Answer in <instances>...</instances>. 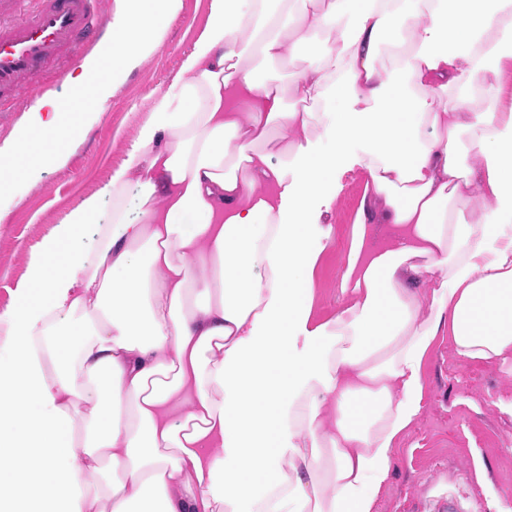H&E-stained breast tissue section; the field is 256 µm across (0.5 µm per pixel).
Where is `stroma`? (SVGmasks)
<instances>
[{
	"label": "stroma",
	"mask_w": 512,
	"mask_h": 512,
	"mask_svg": "<svg viewBox=\"0 0 512 512\" xmlns=\"http://www.w3.org/2000/svg\"><path fill=\"white\" fill-rule=\"evenodd\" d=\"M208 3L184 0L162 49L115 90L98 122L68 148L62 165L23 188L0 222V313L13 306L14 290L42 242L124 163L150 117L148 95L180 75L204 27ZM39 91L64 97L68 87L55 70H47L38 90H27L20 102L0 111V140ZM341 184L319 218L332 229L313 273V314L320 321L335 318L345 302L340 277L364 190L357 170ZM422 378L423 409L395 446L378 512H494L498 504L512 512V367L461 358L449 337L440 336L423 362Z\"/></svg>",
	"instance_id": "stroma-1"
}]
</instances>
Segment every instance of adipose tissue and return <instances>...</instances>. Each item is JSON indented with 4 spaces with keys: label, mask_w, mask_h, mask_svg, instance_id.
<instances>
[{
    "label": "adipose tissue",
    "mask_w": 512,
    "mask_h": 512,
    "mask_svg": "<svg viewBox=\"0 0 512 512\" xmlns=\"http://www.w3.org/2000/svg\"><path fill=\"white\" fill-rule=\"evenodd\" d=\"M181 10L113 0L72 98L37 96L0 141V220ZM312 42L292 108L242 63ZM511 69L512 0H210L186 80L0 315V512H376L436 336L512 361ZM356 167L350 301L317 323L311 217ZM373 224L406 230L374 250Z\"/></svg>",
    "instance_id": "ef3b65f1"
}]
</instances>
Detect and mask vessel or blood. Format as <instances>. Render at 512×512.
<instances>
[{"label":"vessel or blood","mask_w":512,"mask_h":512,"mask_svg":"<svg viewBox=\"0 0 512 512\" xmlns=\"http://www.w3.org/2000/svg\"><path fill=\"white\" fill-rule=\"evenodd\" d=\"M0 0V101L18 100L47 69L64 70L103 38L101 0Z\"/></svg>","instance_id":"b4317fda"}]
</instances>
